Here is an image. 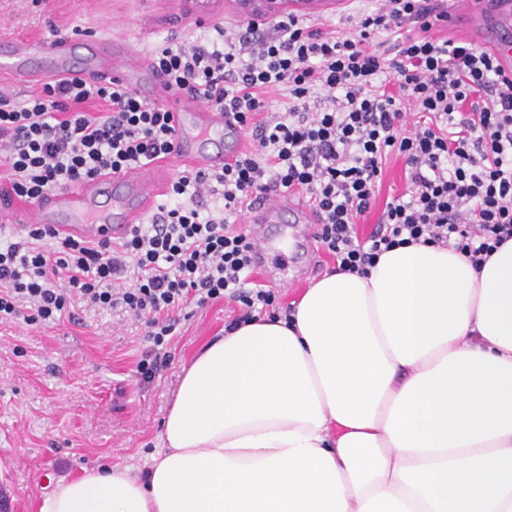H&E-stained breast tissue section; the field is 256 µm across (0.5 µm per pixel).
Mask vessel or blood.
Listing matches in <instances>:
<instances>
[{"mask_svg": "<svg viewBox=\"0 0 512 512\" xmlns=\"http://www.w3.org/2000/svg\"><path fill=\"white\" fill-rule=\"evenodd\" d=\"M448 25L453 32L486 47L504 70H512V0H448ZM82 47L93 56L99 50H106L111 81L132 90L137 89L141 73L149 68L145 60L125 57L104 39L82 44L76 40L47 38L18 41L17 59L8 71L13 76L26 77L25 59L37 54L50 62L52 76L91 81L95 78L91 70L71 63L77 49ZM145 100L160 104L170 112L174 128L171 156L183 167L219 171L239 154L243 142L239 123L223 113L200 110L197 101L171 86L163 75H155ZM165 185L158 169L140 167L118 175L102 174L26 205L10 193L0 192V216L20 230L31 224H44L61 237L123 238L143 222L155 196ZM286 216L306 245H313L319 222L313 210L298 201L284 204L263 197L249 211V222L258 237V255H265L268 248L266 225L281 223Z\"/></svg>", "mask_w": 512, "mask_h": 512, "instance_id": "b4317fda", "label": "vessel or blood"}]
</instances>
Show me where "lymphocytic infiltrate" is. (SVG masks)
Instances as JSON below:
<instances>
[{
	"mask_svg": "<svg viewBox=\"0 0 512 512\" xmlns=\"http://www.w3.org/2000/svg\"><path fill=\"white\" fill-rule=\"evenodd\" d=\"M447 14L444 0H368L346 33L290 15L218 23L216 39L189 46L166 42L153 66L235 114L251 148L219 172H178L169 204L121 241L61 238L40 225L0 236V320L21 301L35 322L56 320L76 296L124 306L147 327L136 374L151 382L177 311L228 298L245 306L241 322L275 317L274 292L251 283L252 234L240 223L261 194L307 198L320 217L316 241L341 271L367 274L383 252L412 243L455 248L481 268L512 239V72L485 50L432 35ZM272 91L287 93L283 111L266 112ZM172 137L169 112L115 82L53 78L22 102L0 94V169L22 197L153 163ZM392 154L405 161L408 190L358 238ZM209 195L222 197L219 214L207 212Z\"/></svg>",
	"mask_w": 512,
	"mask_h": 512,
	"instance_id": "f902f5d3",
	"label": "lymphocytic infiltrate"
}]
</instances>
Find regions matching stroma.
Masks as SVG:
<instances>
[{"instance_id":"35a3bbf8","label":"stroma","mask_w":512,"mask_h":512,"mask_svg":"<svg viewBox=\"0 0 512 512\" xmlns=\"http://www.w3.org/2000/svg\"><path fill=\"white\" fill-rule=\"evenodd\" d=\"M235 18L222 0H213L204 16L187 13L180 0H0V39L61 33L90 40L109 32L147 59L168 37L209 38L213 24ZM406 188L402 161L390 158L374 208L358 221L359 236L373 231L386 202ZM268 230L276 242L270 288L284 309L336 262L323 251L304 254L281 225ZM19 310L0 322V465L7 471L0 494L8 497L9 512H37L53 480L63 476L112 465L142 477L160 446L183 364L243 313L240 303L224 299L191 306L176 327L167 366L143 384L136 366L149 347L144 323L124 309L75 298L68 316L36 324L27 304Z\"/></svg>"}]
</instances>
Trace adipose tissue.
Masks as SVG:
<instances>
[{"label":"adipose tissue","mask_w":512,"mask_h":512,"mask_svg":"<svg viewBox=\"0 0 512 512\" xmlns=\"http://www.w3.org/2000/svg\"><path fill=\"white\" fill-rule=\"evenodd\" d=\"M159 440L38 512H512V240L324 275L191 359Z\"/></svg>","instance_id":"ef3b65f1"}]
</instances>
